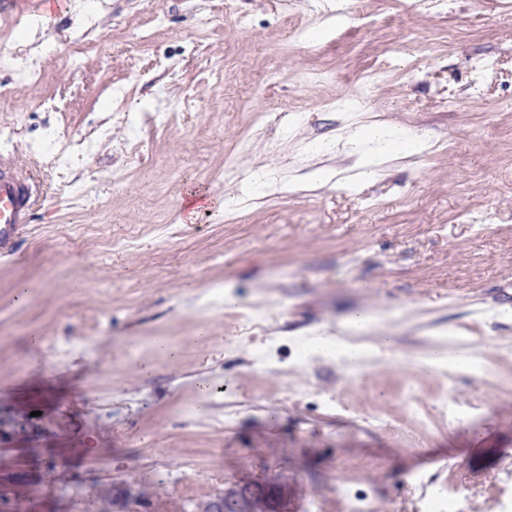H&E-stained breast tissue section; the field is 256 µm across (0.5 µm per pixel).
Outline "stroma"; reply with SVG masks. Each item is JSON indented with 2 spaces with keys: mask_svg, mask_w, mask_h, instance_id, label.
Returning <instances> with one entry per match:
<instances>
[{
  "mask_svg": "<svg viewBox=\"0 0 512 512\" xmlns=\"http://www.w3.org/2000/svg\"><path fill=\"white\" fill-rule=\"evenodd\" d=\"M337 9L0 20V156L41 193L0 256V512H200L253 483L291 512H345L342 486L369 512H512V0ZM360 125L427 147L365 184ZM47 132L75 143L64 173ZM358 307L405 366L309 358ZM444 331L497 348L430 379Z\"/></svg>",
  "mask_w": 512,
  "mask_h": 512,
  "instance_id": "stroma-1",
  "label": "stroma"
}]
</instances>
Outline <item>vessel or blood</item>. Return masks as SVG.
<instances>
[{
    "label": "vessel or blood",
    "mask_w": 512,
    "mask_h": 512,
    "mask_svg": "<svg viewBox=\"0 0 512 512\" xmlns=\"http://www.w3.org/2000/svg\"><path fill=\"white\" fill-rule=\"evenodd\" d=\"M38 188L13 162L0 158V255H12L32 219Z\"/></svg>",
    "instance_id": "b4317fda"
}]
</instances>
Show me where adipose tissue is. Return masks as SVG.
<instances>
[{"label": "adipose tissue", "mask_w": 512, "mask_h": 512, "mask_svg": "<svg viewBox=\"0 0 512 512\" xmlns=\"http://www.w3.org/2000/svg\"><path fill=\"white\" fill-rule=\"evenodd\" d=\"M371 322L372 316L368 310L355 309L343 324L344 335L322 336L316 340L314 356L321 360L336 361L351 370L375 361L400 365L395 336L387 334L371 344L359 339V332L368 329ZM491 349V340L475 343L468 337L455 336L451 341L442 340L429 347L418 366L426 376L433 377L450 368L467 367L475 363L477 354Z\"/></svg>", "instance_id": "1"}]
</instances>
